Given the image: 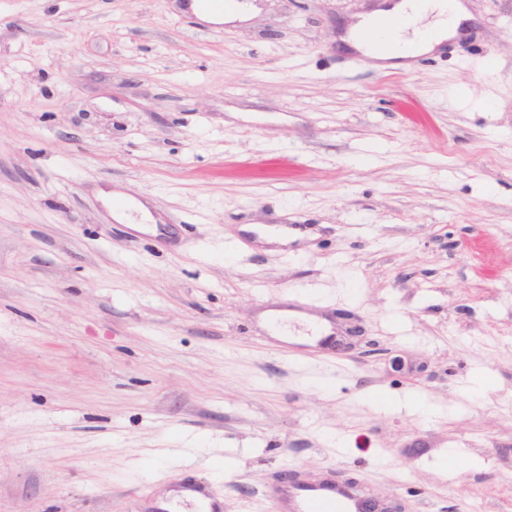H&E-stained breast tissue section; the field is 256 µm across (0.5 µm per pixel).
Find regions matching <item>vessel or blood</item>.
<instances>
[{
  "mask_svg": "<svg viewBox=\"0 0 512 512\" xmlns=\"http://www.w3.org/2000/svg\"><path fill=\"white\" fill-rule=\"evenodd\" d=\"M273 499L276 512H386L364 485L340 478H293L275 488Z\"/></svg>",
  "mask_w": 512,
  "mask_h": 512,
  "instance_id": "1",
  "label": "vessel or blood"
}]
</instances>
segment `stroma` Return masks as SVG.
<instances>
[{
    "mask_svg": "<svg viewBox=\"0 0 512 512\" xmlns=\"http://www.w3.org/2000/svg\"><path fill=\"white\" fill-rule=\"evenodd\" d=\"M191 2L0 0V512H512V0L395 70L343 41L377 0ZM367 488L338 477L311 481L289 479L273 492L275 512H386L387 508L368 498Z\"/></svg>",
    "mask_w": 512,
    "mask_h": 512,
    "instance_id": "35a3bbf8",
    "label": "stroma"
}]
</instances>
